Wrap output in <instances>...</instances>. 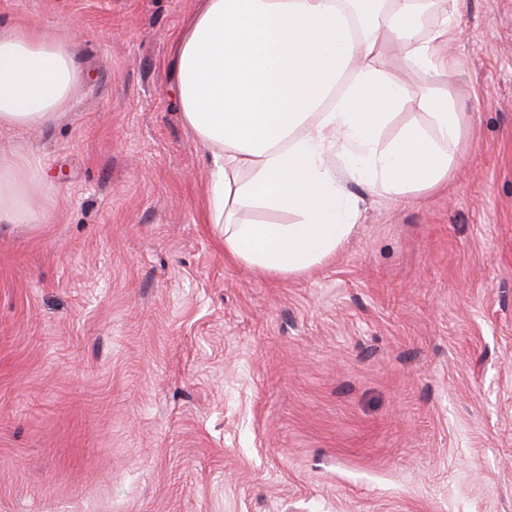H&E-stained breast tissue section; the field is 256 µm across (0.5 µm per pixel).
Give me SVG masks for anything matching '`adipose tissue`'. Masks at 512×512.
<instances>
[{"mask_svg": "<svg viewBox=\"0 0 512 512\" xmlns=\"http://www.w3.org/2000/svg\"><path fill=\"white\" fill-rule=\"evenodd\" d=\"M459 0L425 29L418 0H204L177 37L186 125L210 154L207 221L224 253L264 275H299L335 256L359 207L343 185L422 192L447 181L466 114L441 93L419 100L428 126L383 132L407 88L377 62L391 39L404 62L450 71ZM78 77L72 46L0 26V128L54 122ZM42 174L32 157L0 144V225L37 221L29 199ZM262 207L289 224L240 221Z\"/></svg>", "mask_w": 512, "mask_h": 512, "instance_id": "obj_1", "label": "adipose tissue"}]
</instances>
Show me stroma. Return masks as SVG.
Returning a JSON list of instances; mask_svg holds the SVG:
<instances>
[{
	"label": "stroma",
	"instance_id": "obj_1",
	"mask_svg": "<svg viewBox=\"0 0 512 512\" xmlns=\"http://www.w3.org/2000/svg\"><path fill=\"white\" fill-rule=\"evenodd\" d=\"M201 0H0L72 41L38 159L43 222L0 233V512H512V0H464L448 183L345 180L353 234L262 275L206 223L174 41Z\"/></svg>",
	"mask_w": 512,
	"mask_h": 512
}]
</instances>
